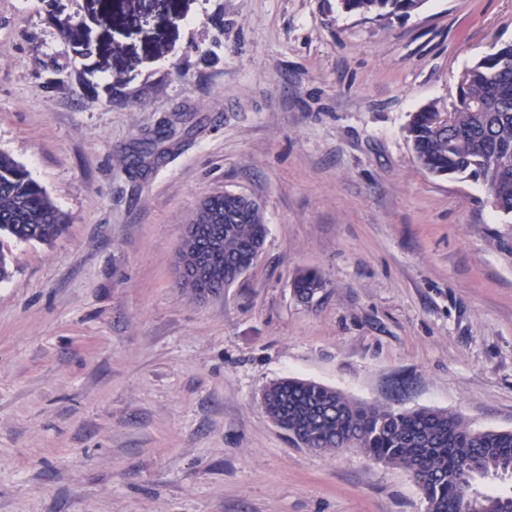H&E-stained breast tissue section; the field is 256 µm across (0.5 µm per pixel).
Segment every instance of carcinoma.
I'll return each mask as SVG.
<instances>
[{
	"instance_id": "carcinoma-1",
	"label": "carcinoma",
	"mask_w": 512,
	"mask_h": 512,
	"mask_svg": "<svg viewBox=\"0 0 512 512\" xmlns=\"http://www.w3.org/2000/svg\"><path fill=\"white\" fill-rule=\"evenodd\" d=\"M424 0H340L347 13L385 18L409 16ZM51 23L73 52L96 58L102 68L116 47L106 51L92 43L91 30L78 13L66 12L61 0H48ZM466 101L453 107L451 123L439 131L435 108L412 115L407 134L419 166L435 176L470 179L484 187L487 202L512 216V43L501 44L466 70ZM170 137L162 126L143 141L132 160L137 165L155 154ZM202 205L224 214L217 235L202 241L181 237L176 263L190 264L204 247L217 263L219 277L194 286L180 285L200 300L220 297L235 282L231 272L249 269L262 249L267 225L261 208L219 192ZM67 218L29 170L0 151V237L48 244L65 229ZM325 286L312 270L298 272L295 293L309 299ZM266 414L304 447L317 452L354 448L369 459L415 475L427 512H512V495L482 492L477 483L489 477L512 478V431L477 430L454 412L394 410L350 399L320 383L282 379L265 389Z\"/></svg>"
}]
</instances>
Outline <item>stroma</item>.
I'll list each match as a JSON object with an SVG mask.
<instances>
[{
    "label": "stroma",
    "mask_w": 512,
    "mask_h": 512,
    "mask_svg": "<svg viewBox=\"0 0 512 512\" xmlns=\"http://www.w3.org/2000/svg\"><path fill=\"white\" fill-rule=\"evenodd\" d=\"M62 2L137 101H108L43 0H0V151L68 218L52 244L4 242L0 512H426L406 471L298 447L261 393L299 378L512 430V217L422 170L406 132L512 40V0L380 20L339 0ZM169 121L157 165H122ZM225 190L260 203L267 238L198 300L174 256ZM306 269L325 286L302 300Z\"/></svg>",
    "instance_id": "obj_1"
}]
</instances>
